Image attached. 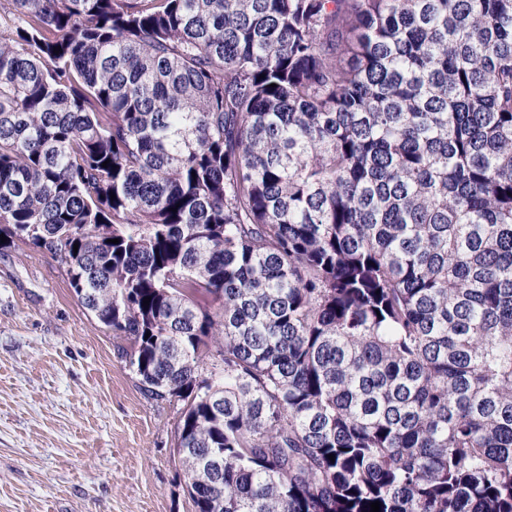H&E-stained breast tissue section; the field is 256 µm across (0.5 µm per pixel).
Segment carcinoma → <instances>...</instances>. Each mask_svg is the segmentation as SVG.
Returning a JSON list of instances; mask_svg holds the SVG:
<instances>
[{
	"instance_id": "carcinoma-1",
	"label": "carcinoma",
	"mask_w": 512,
	"mask_h": 512,
	"mask_svg": "<svg viewBox=\"0 0 512 512\" xmlns=\"http://www.w3.org/2000/svg\"><path fill=\"white\" fill-rule=\"evenodd\" d=\"M2 236L195 512H512V0H0Z\"/></svg>"
}]
</instances>
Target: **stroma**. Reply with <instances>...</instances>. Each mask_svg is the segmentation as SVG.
<instances>
[{
    "mask_svg": "<svg viewBox=\"0 0 512 512\" xmlns=\"http://www.w3.org/2000/svg\"><path fill=\"white\" fill-rule=\"evenodd\" d=\"M64 267L0 251V512H194L179 402L148 398Z\"/></svg>",
    "mask_w": 512,
    "mask_h": 512,
    "instance_id": "35a3bbf8",
    "label": "stroma"
}]
</instances>
